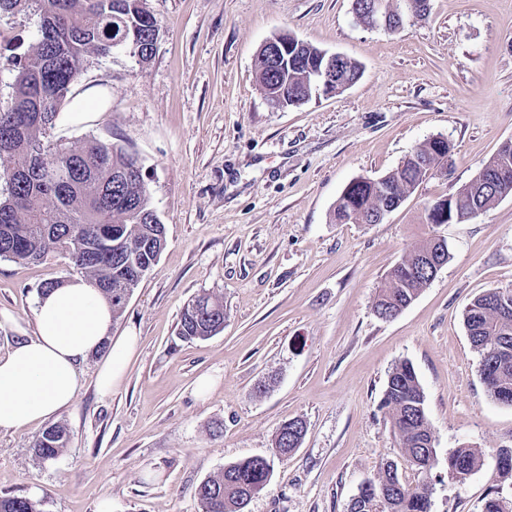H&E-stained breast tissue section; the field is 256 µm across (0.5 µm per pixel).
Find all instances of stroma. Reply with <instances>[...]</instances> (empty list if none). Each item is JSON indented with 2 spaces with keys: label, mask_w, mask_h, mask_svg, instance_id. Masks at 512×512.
<instances>
[{
  "label": "stroma",
  "mask_w": 512,
  "mask_h": 512,
  "mask_svg": "<svg viewBox=\"0 0 512 512\" xmlns=\"http://www.w3.org/2000/svg\"><path fill=\"white\" fill-rule=\"evenodd\" d=\"M157 18L153 59L126 52L87 62L81 79L108 88L111 107L46 138L77 147L95 137L136 151L166 242L129 298L113 336L135 331L136 355L107 396L98 357L81 366L74 405L56 416L70 433L57 458L38 459L45 428L0 429V495L42 512H202L196 486L228 464L272 456L280 425L307 424L300 448L275 462L247 512H348L361 485L394 462L427 481L430 512H483L512 499L498 471L512 448V406L493 401L463 324L465 306L512 287V197L460 224L424 209L468 183L512 140V0H430L425 19L394 34L361 25L352 0H146ZM30 9L0 18V102L36 40ZM289 33L358 62L343 92L283 108L256 75L266 40ZM451 143L447 174L424 181L378 224H339L353 180L396 169L417 146ZM444 239L448 263L396 318L373 304L390 269L422 241ZM68 258L0 259V355L34 331L40 287L66 280ZM224 304V328L179 335L196 296ZM409 362L424 392L437 465L405 458L382 398ZM212 381L198 388L200 378ZM477 448L465 481L448 456Z\"/></svg>",
  "instance_id": "stroma-1"
}]
</instances>
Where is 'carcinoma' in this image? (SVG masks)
I'll use <instances>...</instances> for the list:
<instances>
[{
  "mask_svg": "<svg viewBox=\"0 0 512 512\" xmlns=\"http://www.w3.org/2000/svg\"><path fill=\"white\" fill-rule=\"evenodd\" d=\"M32 6L39 16V34L29 57L18 68L10 101L0 104V257L36 261L49 251L68 256L77 272L112 305V320L123 313L127 300L123 284L127 261L154 266L165 245V226L144 179L139 156L117 143L92 138L73 148L42 140L55 125L58 108L79 85L85 64L125 47L135 57L154 55L155 16L144 0H0V17ZM288 64H272L268 48L257 57L258 80L268 100L296 90L315 92L310 70L324 63L321 49L292 34ZM451 151L445 140L431 138L414 150L420 159L404 161L380 180L360 178L347 185L338 199L334 219L347 224L351 216L364 218L378 208L397 209ZM487 183L472 180L446 198L448 209L488 211L512 196V141L503 143L481 167ZM442 245L429 238L407 253L388 272L374 303L381 319L402 311L432 278L418 266L424 251ZM463 323L480 356V376L496 401L512 397V288H492L476 296L464 309ZM224 328V305L200 295L184 308L179 335L203 340ZM382 405L388 408L401 447L417 470L427 475L436 464V450L425 408L424 393L413 366L403 362L389 374ZM284 422L274 448L293 450L302 441L296 427ZM69 443V433L51 425L35 439L33 451L41 460L56 458ZM481 465L473 448H458L448 456V473L462 482ZM273 461L252 457L229 465L202 481L196 495L203 512H245L248 498L269 482ZM0 512H41L29 497L0 496ZM348 512H430L427 487L404 483L393 462L379 470L373 492L352 499Z\"/></svg>",
  "mask_w": 512,
  "mask_h": 512,
  "instance_id": "obj_1",
  "label": "carcinoma"
}]
</instances>
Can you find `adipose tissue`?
<instances>
[{
    "instance_id": "obj_1",
    "label": "adipose tissue",
    "mask_w": 512,
    "mask_h": 512,
    "mask_svg": "<svg viewBox=\"0 0 512 512\" xmlns=\"http://www.w3.org/2000/svg\"><path fill=\"white\" fill-rule=\"evenodd\" d=\"M111 104L106 88L94 85L76 93L62 116L77 125ZM34 325L33 336L0 356V429H24L69 408L81 384L80 365L98 353L104 359L97 389L110 393L137 349V336L113 337L110 303L79 277L38 297Z\"/></svg>"
}]
</instances>
